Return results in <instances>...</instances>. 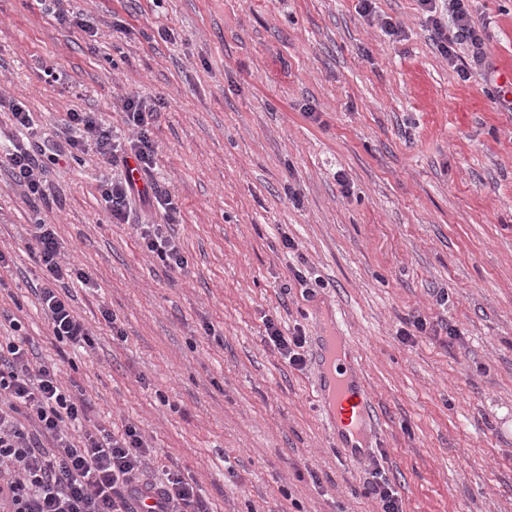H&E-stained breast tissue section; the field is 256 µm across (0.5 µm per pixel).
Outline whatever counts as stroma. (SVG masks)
<instances>
[{
  "label": "stroma",
  "mask_w": 512,
  "mask_h": 512,
  "mask_svg": "<svg viewBox=\"0 0 512 512\" xmlns=\"http://www.w3.org/2000/svg\"><path fill=\"white\" fill-rule=\"evenodd\" d=\"M356 5L72 0L93 39L38 0H0V157L25 139L11 104L36 121L33 152L66 153L69 113L126 136L123 97L158 103L148 179L178 203L187 260L171 269L111 223L102 187L120 170L94 146L46 163L36 207L0 164V336L20 321L92 420L135 426L152 477L179 467L212 512H377V465L404 512H512V108L484 71L448 66L417 0H375L371 19ZM470 10L505 76L512 0ZM36 214L91 278L69 288L90 346L56 341L34 294ZM418 318L426 332L401 337ZM270 320L305 336L303 369ZM326 327L375 406L363 462L340 457L317 402ZM266 332L269 341L277 348L281 356L288 360V364L293 367H301L305 360L299 349L304 347L305 340L300 334L285 336L274 321H268Z\"/></svg>",
  "instance_id": "1"
}]
</instances>
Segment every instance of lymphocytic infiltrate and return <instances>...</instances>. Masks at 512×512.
<instances>
[{"label": "lymphocytic infiltrate", "mask_w": 512, "mask_h": 512, "mask_svg": "<svg viewBox=\"0 0 512 512\" xmlns=\"http://www.w3.org/2000/svg\"><path fill=\"white\" fill-rule=\"evenodd\" d=\"M418 3L440 55L460 78L469 79L471 69L487 59L469 0ZM123 107L132 128L126 141L114 137L101 115L72 112L69 144L79 152L93 141L103 159L123 166L122 175L103 190L112 223L135 225L149 253L169 268H184L186 259L171 232L180 218L177 203L170 192L139 183L154 164L149 128L157 108L136 96L126 97ZM6 162L29 201L41 200L38 164L29 147L15 145ZM140 205L162 210L164 223L143 222L136 212ZM27 235L41 271L36 290L54 338L91 344L67 290L72 281L89 284L88 275L66 260L51 225L34 219ZM9 326L11 335L0 336V512H210L206 499L179 471L167 472L161 482L151 478V449L136 427L116 435L91 424L85 402L62 385L60 369L37 362L19 321ZM71 425L82 427L80 443L70 440Z\"/></svg>", "instance_id": "obj_1"}]
</instances>
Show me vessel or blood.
I'll return each instance as SVG.
<instances>
[{"label": "vessel or blood", "instance_id": "vessel-or-blood-1", "mask_svg": "<svg viewBox=\"0 0 512 512\" xmlns=\"http://www.w3.org/2000/svg\"><path fill=\"white\" fill-rule=\"evenodd\" d=\"M315 361L319 366L318 401L326 407L336 430V449L345 459L357 460L369 446L376 420L370 393L355 371V351L343 337L327 335Z\"/></svg>", "mask_w": 512, "mask_h": 512}]
</instances>
